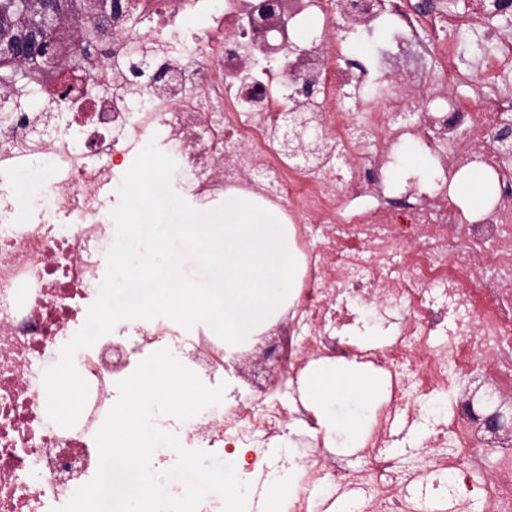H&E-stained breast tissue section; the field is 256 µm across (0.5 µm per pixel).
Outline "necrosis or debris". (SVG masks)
Wrapping results in <instances>:
<instances>
[{"mask_svg": "<svg viewBox=\"0 0 512 512\" xmlns=\"http://www.w3.org/2000/svg\"><path fill=\"white\" fill-rule=\"evenodd\" d=\"M258 2L112 0L109 53L74 54L78 24L65 22L53 33L54 62L29 67L44 111L0 113V512H54L94 478L95 435L118 397L117 382L135 370L147 345L161 341L181 352L200 379L222 374L224 342L206 324L193 326L187 340L165 317L125 319L75 356L88 395L73 427L54 423L40 399L45 369L99 296L123 173L151 142L174 159L172 189L195 208L222 204L225 190L251 173L265 179L264 198L284 204L303 274L281 334L263 344L285 379H297L302 353L374 363L390 379V398L376 412V429L385 434L397 412L428 401L426 451L407 463L373 441L356 470L342 459L326 464L312 434L315 421L295 402L294 456L254 467L253 487L296 466L303 478L290 512H318V493L337 487L367 512H430L439 496L448 512H472L477 504L482 512H512V440L499 445L493 485L473 492L462 463L478 464L488 433L465 401L449 410L433 403L452 382L472 391L481 375L512 388V307L503 302L512 279L488 275L512 270V141L499 138L512 123V35L489 26L512 17V0H481L479 8L454 14L442 11L440 0H417L413 8L404 0H269L290 32L273 65L254 56L265 24L252 10ZM132 17L163 37L166 89L136 85L124 66ZM309 19L315 36L297 40ZM384 24L394 30V47L380 71L397 89L371 96L373 74L349 62L344 35H369ZM477 28L493 52L473 96L457 99L450 92L465 76L453 36ZM66 73L93 78L109 92L61 101ZM309 80L317 93L307 107L330 146L304 166L272 143L282 113ZM406 134L440 164L435 197L410 191L405 212L381 205L343 218L337 185L349 196L385 197L386 148ZM367 141L383 143V152L362 159V175L343 179L342 168ZM474 163L487 170L495 193L467 222L450 192L456 175ZM21 168L44 178L22 187L15 179ZM463 222L467 260L482 273L468 282L447 261L448 240ZM355 298L373 304L391 331L384 348L341 340L357 323ZM485 354L490 361L483 365ZM157 423L188 450L223 444L260 456L263 442L280 433L283 415L251 397L191 420L164 414Z\"/></svg>", "mask_w": 512, "mask_h": 512, "instance_id": "necrosis-or-debris-1", "label": "necrosis or debris"}]
</instances>
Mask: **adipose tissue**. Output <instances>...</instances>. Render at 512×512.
<instances>
[{
  "mask_svg": "<svg viewBox=\"0 0 512 512\" xmlns=\"http://www.w3.org/2000/svg\"><path fill=\"white\" fill-rule=\"evenodd\" d=\"M302 390L305 406L313 411L326 445L358 446L365 414L380 392L376 379L355 366L337 367L326 360L311 366Z\"/></svg>",
  "mask_w": 512,
  "mask_h": 512,
  "instance_id": "1",
  "label": "adipose tissue"
}]
</instances>
